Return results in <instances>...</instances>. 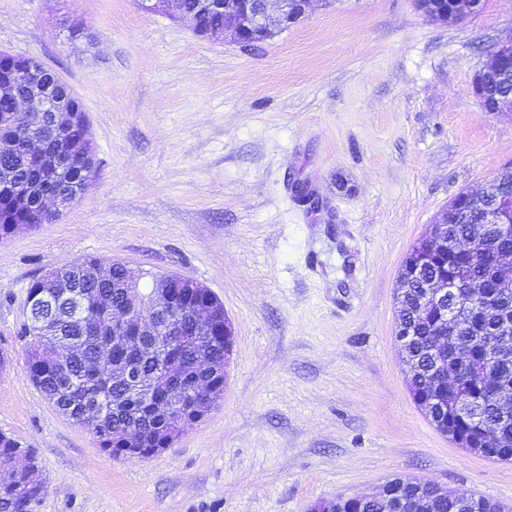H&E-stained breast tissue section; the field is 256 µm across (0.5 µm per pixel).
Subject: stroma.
I'll use <instances>...</instances> for the list:
<instances>
[{
	"label": "stroma",
	"mask_w": 512,
	"mask_h": 512,
	"mask_svg": "<svg viewBox=\"0 0 512 512\" xmlns=\"http://www.w3.org/2000/svg\"><path fill=\"white\" fill-rule=\"evenodd\" d=\"M509 38L512 0L451 25L414 0H314L253 46L140 0H0V53L72 89L96 166L0 238V432L36 456L33 512H310L396 477L512 508V462L436 430L395 339L411 247L512 165V114L472 90ZM89 256L190 278L234 328L223 400L145 459L103 452L25 371L30 285Z\"/></svg>",
	"instance_id": "1"
}]
</instances>
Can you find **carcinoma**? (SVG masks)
I'll list each match as a JSON object with an SVG mask.
<instances>
[{
    "label": "carcinoma",
    "mask_w": 512,
    "mask_h": 512,
    "mask_svg": "<svg viewBox=\"0 0 512 512\" xmlns=\"http://www.w3.org/2000/svg\"><path fill=\"white\" fill-rule=\"evenodd\" d=\"M197 31L204 37L224 28L223 17L213 11H196ZM46 132L42 125L16 132L19 147L9 156L0 155V167L12 169L16 184L30 201L55 189L29 176L33 159L29 155V141ZM94 163L69 171L60 177L74 189L85 180H92ZM9 195L0 201V237L17 230L16 222L24 219L20 211H11ZM103 261L84 258L60 267L72 288L85 293L87 303L76 316L60 304L50 331L34 333L23 326L20 337L26 346V372L46 399L59 407L64 416L87 428L97 438L99 447L118 456L119 442L129 427L137 428L144 443L151 448L161 447L171 433L162 426V419L152 406L157 398L190 399L196 395L198 384H208L223 398V376L215 375L205 367L208 361L224 360V339L220 336H200L175 349L184 367L183 376L160 387L155 383L157 343L146 337L138 347L112 349V317L99 308L102 300L126 304L137 294L139 274L117 261L109 263L110 274L100 273ZM432 270L448 279L478 281L485 285L484 304L494 309L486 315H476L465 334H452L446 340L442 358L448 361V370L456 365V356L467 348L474 374L462 390L470 405L480 414L496 419L499 436L486 444L481 456L501 461H512V409L504 408L492 398L493 387L512 384V346L505 350L490 347L493 334L503 318L512 316V286L487 261L462 253L437 256ZM417 339L410 343L408 355L413 366L407 369V385L415 404L439 432L448 426V416L426 410L422 399L436 394L434 372L429 349L434 339V316L429 311L418 316L415 325ZM57 341L66 346V356L56 361L41 362L30 354L37 342ZM132 371L139 375V387L132 390L124 385L123 376ZM0 468L8 478L0 482V512H32L40 489L32 483L36 469L33 453L21 443L0 434ZM432 512H461L455 492H445L434 499Z\"/></svg>",
    "instance_id": "obj_1"
}]
</instances>
